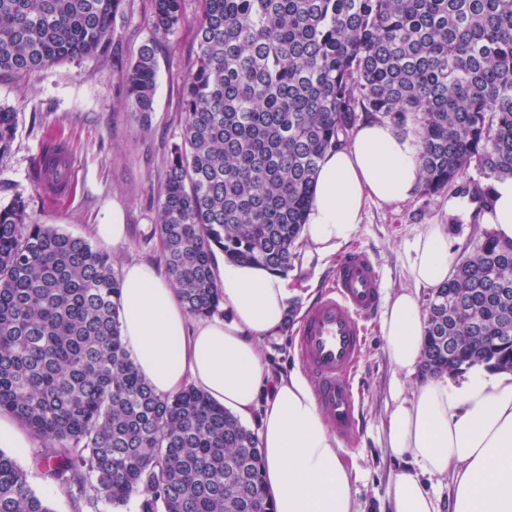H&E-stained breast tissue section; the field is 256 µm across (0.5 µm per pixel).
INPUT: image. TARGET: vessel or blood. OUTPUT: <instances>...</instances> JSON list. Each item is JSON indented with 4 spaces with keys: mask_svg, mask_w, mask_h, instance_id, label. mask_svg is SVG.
I'll list each match as a JSON object with an SVG mask.
<instances>
[{
    "mask_svg": "<svg viewBox=\"0 0 512 512\" xmlns=\"http://www.w3.org/2000/svg\"><path fill=\"white\" fill-rule=\"evenodd\" d=\"M381 301L377 263L368 251L351 250L337 263L330 289L311 303L298 330L299 355L312 376L318 405L343 438L358 426L353 374L365 345L363 324Z\"/></svg>",
    "mask_w": 512,
    "mask_h": 512,
    "instance_id": "1",
    "label": "vessel or blood"
}]
</instances>
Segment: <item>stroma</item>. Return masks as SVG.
<instances>
[{
  "label": "stroma",
  "instance_id": "obj_1",
  "mask_svg": "<svg viewBox=\"0 0 512 512\" xmlns=\"http://www.w3.org/2000/svg\"><path fill=\"white\" fill-rule=\"evenodd\" d=\"M152 0H125L113 25L117 55H93L16 78L0 75V107L17 118L10 154L0 161V204L20 197L33 220L51 224L73 236L91 239L92 225L102 223L120 204L129 226L125 242L107 245L115 268L142 261L164 269L160 242L154 234L158 212L149 199L158 193L168 154L181 139L184 114L180 92L188 72L193 24L185 22L163 40L157 51V85L149 129L126 99L121 67L152 37L148 18ZM53 138L68 145L76 166L68 195L46 198L33 174V160ZM447 194L416 193L397 204H370L364 211L354 246L368 250L382 275L384 293L409 287L405 244L428 225H446L459 251L474 249L486 229L472 212L448 213ZM337 256L319 257L307 238H300L287 274L291 314L284 334L260 342L266 369L278 376L299 367L296 336L310 303L328 287ZM367 341L354 377L360 427L341 446L359 477L354 485L359 512H386L390 476L411 468V460H394L383 450L381 422L393 375L383 350L378 320L366 324ZM44 445L32 439L25 451L15 452L30 486L53 512H139L137 499L115 507L95 498L91 488L72 477H47L36 459Z\"/></svg>",
  "mask_w": 512,
  "mask_h": 512
}]
</instances>
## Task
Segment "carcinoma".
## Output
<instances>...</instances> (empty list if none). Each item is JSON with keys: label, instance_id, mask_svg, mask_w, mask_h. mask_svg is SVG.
<instances>
[{"label": "carcinoma", "instance_id": "cac0c4a2", "mask_svg": "<svg viewBox=\"0 0 512 512\" xmlns=\"http://www.w3.org/2000/svg\"><path fill=\"white\" fill-rule=\"evenodd\" d=\"M181 143L150 203L172 284L193 317L221 296L215 253L288 272L327 151L359 115L412 128L422 188L440 194L471 163L512 176V0H195ZM122 0H0V72L27 76L117 51ZM186 0H153V38L122 69L149 128L157 45ZM17 133L0 107V161ZM473 288L509 292L455 305ZM112 257L35 223L22 198L0 206V412L53 448L45 474L67 472L140 512H274L259 441L189 386L159 396L120 331ZM424 368L512 372V242L484 232L426 305ZM458 346L448 350V338ZM0 512H52L0 450Z\"/></svg>", "mask_w": 512, "mask_h": 512}]
</instances>
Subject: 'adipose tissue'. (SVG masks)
Here are the masks:
<instances>
[{"instance_id":"ef3b65f1","label":"adipose tissue","mask_w":512,"mask_h":512,"mask_svg":"<svg viewBox=\"0 0 512 512\" xmlns=\"http://www.w3.org/2000/svg\"><path fill=\"white\" fill-rule=\"evenodd\" d=\"M421 186L418 146L385 122L360 124L349 143L327 152L307 212L306 235L320 255L355 237L368 203H398ZM484 223L512 241V177L491 180ZM456 247L430 225L406 247L410 287L389 295L380 317L394 371L382 420L384 449L414 467L395 472L388 512H512V373L471 368L459 381L432 377L405 396L423 364L421 290L442 287ZM121 335L140 375L160 395L204 391L242 420L259 422L265 490L276 512H358L357 473L301 369L270 378L259 347L281 335L290 291L280 273L225 264L218 281L224 320L191 322L169 278L150 264L122 268Z\"/></svg>"}]
</instances>
